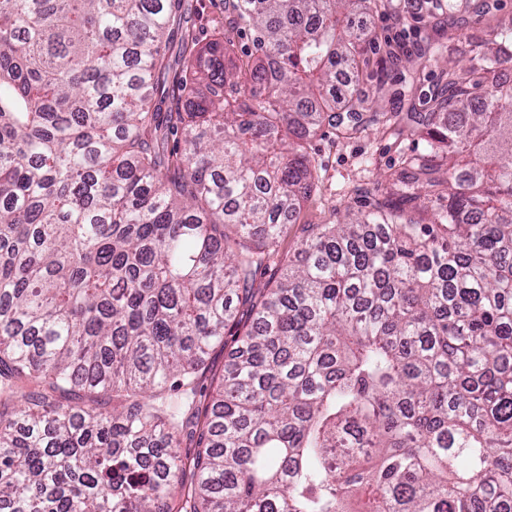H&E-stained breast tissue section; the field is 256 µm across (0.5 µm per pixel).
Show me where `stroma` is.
Wrapping results in <instances>:
<instances>
[{
    "label": "stroma",
    "instance_id": "stroma-1",
    "mask_svg": "<svg viewBox=\"0 0 512 512\" xmlns=\"http://www.w3.org/2000/svg\"><path fill=\"white\" fill-rule=\"evenodd\" d=\"M224 18V0H184L182 19L194 26L200 40L219 35L218 21ZM512 20V0L496 16L455 32L452 43L460 59L472 57L474 45L484 40L498 24ZM370 27L379 41L366 56L357 89L373 109L402 113L403 125H413L407 116L401 96L422 98L436 85L446 67L445 59L430 62L418 82H411L405 68L394 66L386 55L390 43L410 45L419 37L412 25L398 24L390 11L379 9L370 16ZM308 152L319 181L310 200L297 220L290 224L282 241V250L294 249L297 241L307 235L311 225L334 224L345 212H365L379 197L378 185L395 178L400 172V147L394 136L379 125H370L356 139L341 141L330 129H323L308 140Z\"/></svg>",
    "mask_w": 512,
    "mask_h": 512
}]
</instances>
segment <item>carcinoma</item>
<instances>
[{
  "label": "carcinoma",
  "instance_id": "carcinoma-1",
  "mask_svg": "<svg viewBox=\"0 0 512 512\" xmlns=\"http://www.w3.org/2000/svg\"><path fill=\"white\" fill-rule=\"evenodd\" d=\"M498 2L387 51L448 57L423 149L256 288L310 136L391 122L354 94L388 0H227L205 44L181 0H0V512H512V28L445 38ZM224 340L226 341L225 345L216 344L211 349L208 356V364L211 371L201 380V384H203L207 393L216 388L219 377L224 372V365L227 357L235 348L231 336H225Z\"/></svg>",
  "mask_w": 512,
  "mask_h": 512
}]
</instances>
